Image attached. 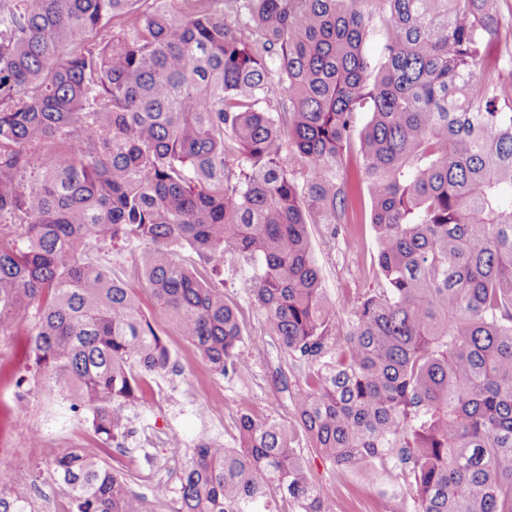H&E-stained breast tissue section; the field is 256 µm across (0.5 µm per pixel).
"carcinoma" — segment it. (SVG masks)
<instances>
[{
	"label": "carcinoma",
	"instance_id": "1",
	"mask_svg": "<svg viewBox=\"0 0 512 512\" xmlns=\"http://www.w3.org/2000/svg\"><path fill=\"white\" fill-rule=\"evenodd\" d=\"M234 2L0 0V336L29 325V380L99 441L51 461L67 512H155L108 444L171 353L89 254L106 240L142 246L161 313L223 376L252 355L204 273L247 268L267 335L307 367L295 420L337 473L393 460L414 512H512V12ZM365 198L376 286L344 321L309 226L334 235ZM298 448L271 412L241 414L233 445L194 442L176 512H336ZM41 477L15 468L0 512H36Z\"/></svg>",
	"mask_w": 512,
	"mask_h": 512
}]
</instances>
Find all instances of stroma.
Masks as SVG:
<instances>
[{
    "mask_svg": "<svg viewBox=\"0 0 512 512\" xmlns=\"http://www.w3.org/2000/svg\"><path fill=\"white\" fill-rule=\"evenodd\" d=\"M353 234L362 245L357 253L349 241ZM90 250L99 263L127 278L143 314L171 352L168 370L151 383L147 404L129 407L128 432L111 443V458L128 460L125 472L139 497L152 499L155 485L176 480L183 468V461L170 459L168 443L175 441L185 447L202 433L225 439V432L212 424L213 403H221L224 412L233 415L244 407L256 413L268 410L285 425H293V398L303 383L306 367L290 358L276 337L265 335L264 314L246 287L245 272L237 262L226 261L223 272L212 275L211 281L236 305L248 333L246 347L256 354L245 377L215 373L160 315L137 272V247L99 241L91 243ZM311 256L320 270L328 304L337 305L343 298L372 288L370 270L377 249L370 225H354L352 234L342 233L333 239L313 232ZM28 339L29 327L24 323L15 327L12 335L0 337V428L18 450L14 456L0 454V479L19 466L47 468L57 450L95 441L86 414L72 413L68 401L49 399L34 385L26 403L17 401L16 381L25 373L22 351ZM29 428L42 429L43 447L27 448L24 432ZM301 453L319 491L340 501L346 512H412V489L398 471L379 470L371 481L356 471L340 477L318 449L305 446Z\"/></svg>",
    "mask_w": 512,
    "mask_h": 512,
    "instance_id": "1",
    "label": "stroma"
}]
</instances>
